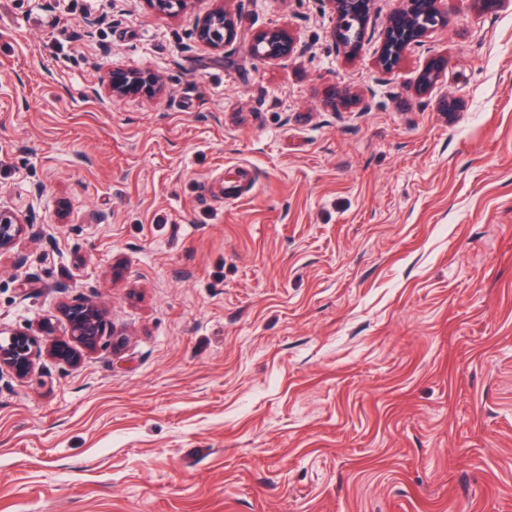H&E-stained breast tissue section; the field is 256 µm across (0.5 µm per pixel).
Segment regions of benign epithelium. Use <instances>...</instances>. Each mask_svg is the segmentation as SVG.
Instances as JSON below:
<instances>
[{
	"label": "benign epithelium",
	"mask_w": 512,
	"mask_h": 512,
	"mask_svg": "<svg viewBox=\"0 0 512 512\" xmlns=\"http://www.w3.org/2000/svg\"><path fill=\"white\" fill-rule=\"evenodd\" d=\"M151 7L165 15L184 12L191 0H148ZM336 19V44L347 56L356 53L363 37L373 0H327ZM403 7L388 17L383 29V44L376 59L377 68L384 74L394 73L405 52L420 44L430 32L445 25V17L436 6L437 0H402ZM196 36L215 49H222L236 36L232 13L220 6L201 18ZM297 51V42L285 28H272L258 34L251 45L255 56L267 60L284 59ZM444 67L440 58L433 59L423 73L416 92L424 93ZM162 89L160 78L151 70L112 71L105 92L111 98L145 95L153 96ZM37 224L35 210L22 214L0 202V254L12 251L18 241L33 233ZM68 336L54 340L47 353L70 366L79 363L78 351L91 354L100 346L106 320L105 311L94 301L67 304L62 308ZM42 351L36 335L16 331L0 343V370L8 368L16 377L26 378L37 367Z\"/></svg>",
	"instance_id": "benign-epithelium-1"
}]
</instances>
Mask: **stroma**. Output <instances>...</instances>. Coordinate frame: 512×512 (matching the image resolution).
I'll return each instance as SVG.
<instances>
[{
    "mask_svg": "<svg viewBox=\"0 0 512 512\" xmlns=\"http://www.w3.org/2000/svg\"><path fill=\"white\" fill-rule=\"evenodd\" d=\"M216 5L0 0V196L38 214L0 338L107 322L0 373V512H512V6L438 0L387 77L400 0L350 58L323 0H227L221 49ZM276 27L298 52L254 56ZM115 69L164 90L107 98ZM196 36L215 49L224 48L236 36V22L233 14L221 5L197 22ZM62 314L69 326L68 336L54 340L47 353L58 361L77 366V348L86 354L99 348L106 325L105 311L97 302L82 301L64 305Z\"/></svg>",
    "mask_w": 512,
    "mask_h": 512,
    "instance_id": "stroma-1",
    "label": "stroma"
}]
</instances>
